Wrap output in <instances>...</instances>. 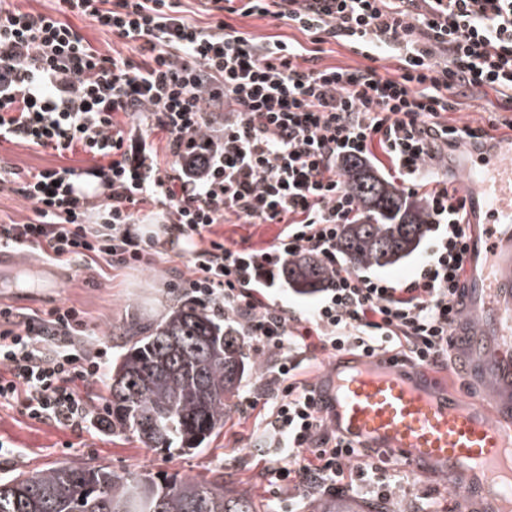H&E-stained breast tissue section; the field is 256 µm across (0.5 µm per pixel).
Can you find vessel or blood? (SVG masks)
Returning a JSON list of instances; mask_svg holds the SVG:
<instances>
[{"instance_id":"b4317fda","label":"vessel or blood","mask_w":512,"mask_h":512,"mask_svg":"<svg viewBox=\"0 0 512 512\" xmlns=\"http://www.w3.org/2000/svg\"><path fill=\"white\" fill-rule=\"evenodd\" d=\"M469 199L468 278L453 334L469 379L491 381L485 408L432 387L424 370L336 358L314 383L337 432L463 490V512H512V135L454 164Z\"/></svg>"}]
</instances>
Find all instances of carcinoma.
<instances>
[{"mask_svg": "<svg viewBox=\"0 0 512 512\" xmlns=\"http://www.w3.org/2000/svg\"><path fill=\"white\" fill-rule=\"evenodd\" d=\"M362 218L346 224L339 248L353 266H394L427 231L422 204L379 180L358 159L343 165ZM284 277L302 294L323 287L326 268L292 260ZM124 352L112 360L107 386L112 425L148 448L193 453L224 427L228 401L251 370L244 337L205 305L187 299L154 328L126 330ZM0 512H262L224 470L197 481L146 470L122 473L103 463L61 461L0 480ZM311 512H380L352 498L318 500Z\"/></svg>", "mask_w": 512, "mask_h": 512, "instance_id": "cac0c4a2", "label": "carcinoma"}]
</instances>
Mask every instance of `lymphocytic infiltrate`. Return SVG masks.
<instances>
[{"label": "lymphocytic infiltrate", "instance_id": "obj_1", "mask_svg": "<svg viewBox=\"0 0 512 512\" xmlns=\"http://www.w3.org/2000/svg\"><path fill=\"white\" fill-rule=\"evenodd\" d=\"M60 15L0 7V139L81 151L93 166H59L19 181L32 218L0 224V247L63 264L150 263L158 243L131 231L137 205L162 208L171 240L190 242L184 287L216 302L226 320L276 359L245 407L267 418L262 443L288 451L262 476L294 499L393 486L371 448L331 428L327 405L301 380V355L366 356L440 368L451 362L456 294L465 282L467 205L435 177L449 150L481 147L491 130L443 121L459 88L491 91L512 110V0H280L278 18L313 43L360 49L364 68L304 67L301 44L250 38L225 14H269V0H210L200 23L179 0H59ZM71 13L133 46L103 54L61 16ZM394 52L397 78L372 62ZM129 124L117 122V115ZM167 135L160 165L151 135ZM352 157L382 164L425 207L427 257L409 278L350 268L337 248L360 215L341 174ZM278 224L264 248L225 244L230 219ZM314 257L330 272L305 312L264 302L288 261ZM79 310L27 316L0 306V406L74 430L102 424L82 389L101 381L107 347L80 344Z\"/></svg>", "mask_w": 512, "mask_h": 512}]
</instances>
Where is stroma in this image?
I'll return each mask as SVG.
<instances>
[{"label":"stroma","instance_id":"35a3bbf8","mask_svg":"<svg viewBox=\"0 0 512 512\" xmlns=\"http://www.w3.org/2000/svg\"><path fill=\"white\" fill-rule=\"evenodd\" d=\"M228 21L238 31L258 39L281 36L303 45L309 42L306 34L272 17L232 15ZM500 110L494 93H476L462 97L459 106L447 112L446 117L452 124L466 122L484 127L489 115ZM0 160L8 162L22 176L65 163L76 167L87 164L82 153L63 159L53 150L7 140L0 141ZM216 230L225 243L258 248L271 244L281 227L232 222L217 225ZM24 258L25 266L0 272V305L32 314L54 306L80 309L86 330L82 343L90 351L104 344L112 354H120L126 343L124 330L129 324L157 326L174 306L192 296L190 290L180 285L182 277L188 274L186 263L169 247L160 249L150 264L136 268L113 267L103 261L90 266L78 260L65 266L47 265L33 250L25 252ZM247 355L255 368L242 379L239 395L230 400L223 430L203 451L184 454L148 448L115 432L73 430L29 419L18 409L2 406L0 442L6 450L0 453V477L40 471L63 459L103 460L120 472L143 469L199 480L220 467L225 478L248 491L265 512H308L306 502L289 500L285 491L259 474V457L284 462L288 451L268 448L261 452L255 446L264 424L255 415L243 413L241 394L258 389L270 367L271 356L269 352L252 349ZM459 498L458 490L449 487L444 478L419 472L394 491L388 508L390 512H448Z\"/></svg>","mask_w":512,"mask_h":512}]
</instances>
